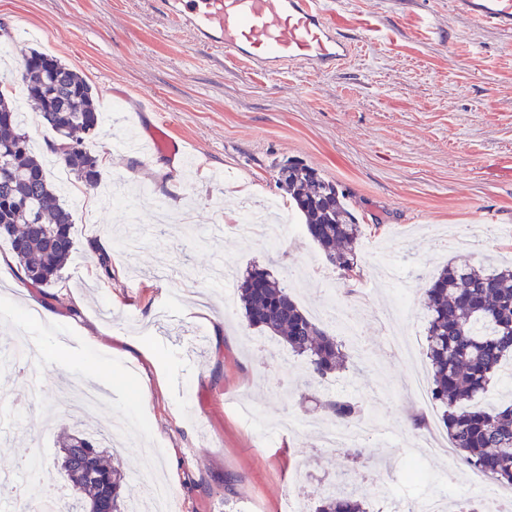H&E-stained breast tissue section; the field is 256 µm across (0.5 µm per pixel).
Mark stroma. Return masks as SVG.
Here are the masks:
<instances>
[{
    "mask_svg": "<svg viewBox=\"0 0 512 512\" xmlns=\"http://www.w3.org/2000/svg\"><path fill=\"white\" fill-rule=\"evenodd\" d=\"M337 31L353 42L345 65L311 72H247L243 62L200 48L152 0H0V38L9 53L0 75L31 52L52 54L91 85L101 122L88 149L106 156L99 206L80 180L63 201L75 219L76 249L44 292L19 288V267L0 266V347L32 336L42 351L43 399L30 413L48 418L39 434L56 468L61 430L106 431L119 415L141 418L138 439L120 443L131 472L125 486L141 512L152 505L133 477L154 460L175 493L174 512H285L298 486L325 488L365 471L385 476L393 495L470 498L471 472L457 453L430 457L427 481L407 478L416 430L403 393L427 375L422 298L449 260L512 262V31L475 23L449 0H332ZM168 121L185 159L170 177L180 208L159 190L149 132ZM298 159L339 185L363 226L357 269L323 286L324 257L277 182V165ZM277 203V221L299 227L277 247L237 234L206 239L205 229L255 204ZM112 254L101 276L100 245ZM382 248L401 277L373 273ZM241 272L264 266L309 314L328 291L364 294L350 311L358 348L347 369L319 386L286 346L248 327L239 305H225L217 263ZM206 308L190 314L189 302ZM56 315L50 326L33 310ZM223 332L216 348L213 329ZM403 332L413 353L382 349ZM72 382L103 391L99 407L61 414ZM364 402L379 430L363 457H342L316 423L322 402ZM253 405L260 423L238 402ZM293 414L308 428L261 429ZM0 407V472L28 447L27 426Z\"/></svg>",
    "mask_w": 512,
    "mask_h": 512,
    "instance_id": "obj_1",
    "label": "stroma"
}]
</instances>
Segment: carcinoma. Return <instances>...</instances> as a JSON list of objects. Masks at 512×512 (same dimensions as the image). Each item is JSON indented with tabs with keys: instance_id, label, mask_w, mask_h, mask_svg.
Masks as SVG:
<instances>
[{
	"instance_id": "1",
	"label": "carcinoma",
	"mask_w": 512,
	"mask_h": 512,
	"mask_svg": "<svg viewBox=\"0 0 512 512\" xmlns=\"http://www.w3.org/2000/svg\"><path fill=\"white\" fill-rule=\"evenodd\" d=\"M33 108L55 135L53 150L88 191L101 180L99 159L87 146L98 125L90 84L55 56L33 52L14 75ZM0 239L35 288H50L75 249L73 212L61 203L42 164L31 154L18 112L0 90ZM277 183L305 217L306 233L326 261L344 275L357 267L362 225L338 185L299 161L277 165ZM247 325L279 338L322 380L344 365L345 344L307 315L268 269L246 270L238 285ZM425 356L432 397L443 408L448 440L469 466L512 487V402L483 407L478 400L512 361V268L450 262L423 296ZM328 418L349 424L361 418L360 402L336 397ZM59 469L81 503L80 512H128L124 477L84 432L61 441ZM362 489L327 490L315 512H365Z\"/></svg>"
}]
</instances>
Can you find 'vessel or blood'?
<instances>
[{"label": "vessel or blood", "instance_id": "1", "mask_svg": "<svg viewBox=\"0 0 512 512\" xmlns=\"http://www.w3.org/2000/svg\"><path fill=\"white\" fill-rule=\"evenodd\" d=\"M195 41L224 51L249 69L275 73L295 65L312 71L340 66L351 43L328 21L329 0H157ZM455 11L493 28L512 29V0H452ZM154 155H180L182 143L162 129Z\"/></svg>", "mask_w": 512, "mask_h": 512}]
</instances>
